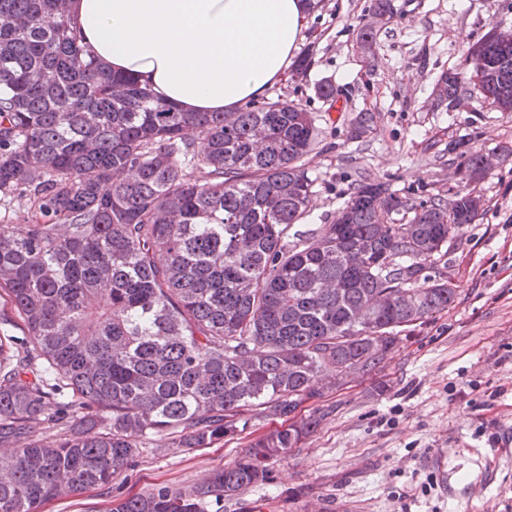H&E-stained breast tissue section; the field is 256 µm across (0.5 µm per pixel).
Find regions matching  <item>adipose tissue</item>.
Segmentation results:
<instances>
[{"label":"adipose tissue","instance_id":"1","mask_svg":"<svg viewBox=\"0 0 512 512\" xmlns=\"http://www.w3.org/2000/svg\"><path fill=\"white\" fill-rule=\"evenodd\" d=\"M309 0H70L112 72L187 112L232 111L284 79Z\"/></svg>","mask_w":512,"mask_h":512}]
</instances>
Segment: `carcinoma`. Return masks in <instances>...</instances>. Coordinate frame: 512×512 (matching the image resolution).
Listing matches in <instances>:
<instances>
[{"label":"carcinoma","mask_w":512,"mask_h":512,"mask_svg":"<svg viewBox=\"0 0 512 512\" xmlns=\"http://www.w3.org/2000/svg\"><path fill=\"white\" fill-rule=\"evenodd\" d=\"M465 61L482 99L512 112V50L493 36ZM453 109L464 78L441 77ZM359 112L349 136L374 129ZM316 117L294 101L184 112L113 74L81 44L66 0H0V197L31 224L0 225V512L112 480L153 437L209 448L257 407L288 417L382 363L401 328L449 310L425 273L484 207L458 191L413 201L358 180L332 223L298 229ZM460 183L487 155L448 142ZM303 419L191 488L160 485L109 512H208L268 476L316 427Z\"/></svg>","instance_id":"obj_1"}]
</instances>
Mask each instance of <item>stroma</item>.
<instances>
[{
  "label": "stroma",
  "instance_id": "stroma-1",
  "mask_svg": "<svg viewBox=\"0 0 512 512\" xmlns=\"http://www.w3.org/2000/svg\"><path fill=\"white\" fill-rule=\"evenodd\" d=\"M373 46L356 39L371 0H317L299 46L306 77L268 93L318 117L308 157L314 182L304 230L329 223L361 177L388 181L417 200L461 190L448 143L466 136L484 152L512 147V112L475 94L438 104L442 72L464 68L465 51L491 28H512V0H394ZM331 81L338 106L315 87ZM377 116L366 137L349 139L350 117ZM487 207L428 270L450 276L455 306L400 334L372 372L350 376L297 410L318 416L315 431L265 481L212 504V512H512V156L499 158L475 188ZM387 381V390L377 388ZM246 425L209 448L174 447L155 437L104 486L63 495L40 512H108L113 501L159 485L191 487L244 457L250 442L281 426L253 410Z\"/></svg>",
  "mask_w": 512,
  "mask_h": 512
}]
</instances>
